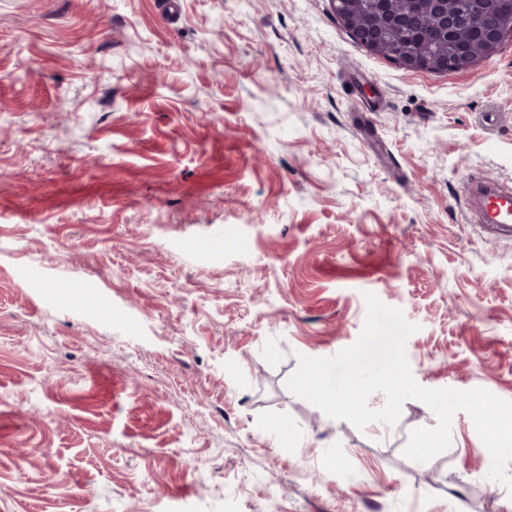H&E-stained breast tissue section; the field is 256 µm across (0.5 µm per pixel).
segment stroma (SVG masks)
<instances>
[{"label":"stroma","mask_w":512,"mask_h":512,"mask_svg":"<svg viewBox=\"0 0 512 512\" xmlns=\"http://www.w3.org/2000/svg\"><path fill=\"white\" fill-rule=\"evenodd\" d=\"M166 3L0 0V512H512L468 413L419 463L424 402L287 387L372 293L420 386L512 401V233L465 193L512 182V41L432 73L331 0ZM360 0H342L340 12L343 21L351 32L353 38L359 41L369 51L375 54H385L388 52V47L384 41L383 34L379 32L367 34L355 22V13L359 9Z\"/></svg>","instance_id":"stroma-1"}]
</instances>
